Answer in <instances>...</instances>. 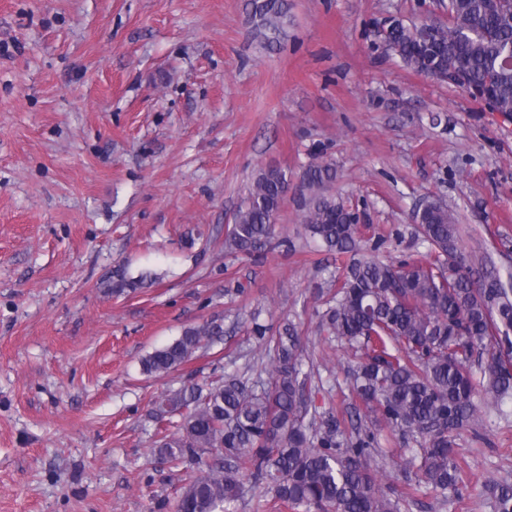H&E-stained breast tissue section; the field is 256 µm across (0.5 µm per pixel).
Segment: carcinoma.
Wrapping results in <instances>:
<instances>
[{"mask_svg":"<svg viewBox=\"0 0 512 512\" xmlns=\"http://www.w3.org/2000/svg\"><path fill=\"white\" fill-rule=\"evenodd\" d=\"M448 24L406 25L393 18L384 41L403 63L433 79L467 89L491 87L492 109L512 115V0H448ZM257 26L281 32L286 0H250ZM296 189L278 167L257 171L237 210L224 248L252 256L274 231L288 192L305 233L329 252L348 256L331 275L335 303L318 315L316 332L347 345V378L357 426L331 409L318 411L316 387L303 371L297 328H270L252 318L251 334L269 357L262 383L215 374L153 402L183 409L177 431L155 452L185 473L177 512H233L240 488L304 512H398L382 450L371 426L385 425L406 441H424L422 483L437 497L464 483L455 437L477 417L478 403L512 396V287L494 273L477 283L458 248V227L441 205L426 209L418 231L428 253L398 262L368 254L352 208L333 192L336 168L326 147H314ZM119 265L112 290L137 288ZM224 335L205 320L141 361L148 375H165L191 361L203 345ZM496 512H512V481L482 483Z\"/></svg>","mask_w":512,"mask_h":512,"instance_id":"obj_1","label":"carcinoma"}]
</instances>
